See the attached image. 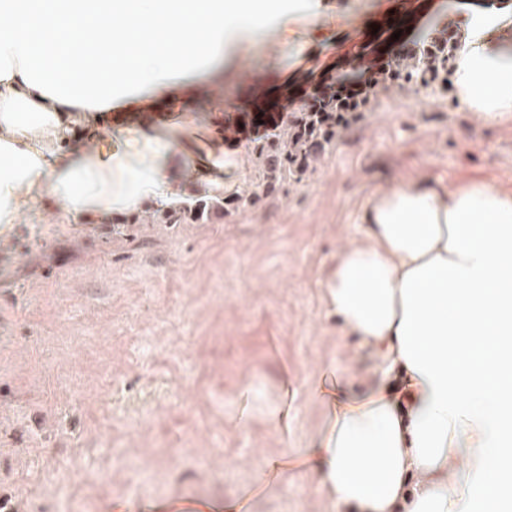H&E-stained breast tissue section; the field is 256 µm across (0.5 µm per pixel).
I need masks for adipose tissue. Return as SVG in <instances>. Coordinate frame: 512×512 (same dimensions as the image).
Listing matches in <instances>:
<instances>
[{
    "label": "adipose tissue",
    "mask_w": 512,
    "mask_h": 512,
    "mask_svg": "<svg viewBox=\"0 0 512 512\" xmlns=\"http://www.w3.org/2000/svg\"><path fill=\"white\" fill-rule=\"evenodd\" d=\"M283 0H0V239L52 197L70 224L173 201L169 160L193 140L112 111L183 112L241 24ZM494 10L467 18L453 84L477 112H512V52ZM96 143L93 153L76 148ZM369 242L340 252L328 313L376 377L320 387L310 455L336 512H471L512 495V195L470 181L404 184L363 210Z\"/></svg>",
    "instance_id": "ef3b65f1"
}]
</instances>
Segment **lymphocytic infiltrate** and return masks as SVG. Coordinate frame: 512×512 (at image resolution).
<instances>
[{"label":"lymphocytic infiltrate","mask_w":512,"mask_h":512,"mask_svg":"<svg viewBox=\"0 0 512 512\" xmlns=\"http://www.w3.org/2000/svg\"><path fill=\"white\" fill-rule=\"evenodd\" d=\"M461 44V27L446 23L432 30L422 41L402 38L385 51L375 54V71L361 70L357 79H348L336 66L328 65L310 72L297 92L282 103H265L258 110L263 114L291 112H327L337 127L344 128L362 113L370 111L380 93L402 87L406 75L402 70L405 60L424 55L432 64L442 58H455Z\"/></svg>","instance_id":"lymphocytic-infiltrate-1"}]
</instances>
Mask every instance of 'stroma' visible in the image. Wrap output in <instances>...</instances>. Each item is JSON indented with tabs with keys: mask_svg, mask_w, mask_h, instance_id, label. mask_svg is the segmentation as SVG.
<instances>
[{
	"mask_svg": "<svg viewBox=\"0 0 512 512\" xmlns=\"http://www.w3.org/2000/svg\"><path fill=\"white\" fill-rule=\"evenodd\" d=\"M492 0H413L397 28L425 36ZM398 0H323L224 47V71L185 109L198 149L214 114L342 64L364 16ZM253 141L224 149V187L248 182ZM470 180L512 192V112L454 85L380 95L302 182L220 224H65L52 199L19 216L0 255V512H336L319 474L265 477L323 429L326 368L374 371L325 306L344 248L366 244V203L403 183Z\"/></svg>",
	"mask_w": 512,
	"mask_h": 512,
	"instance_id": "obj_1",
	"label": "stroma"
}]
</instances>
